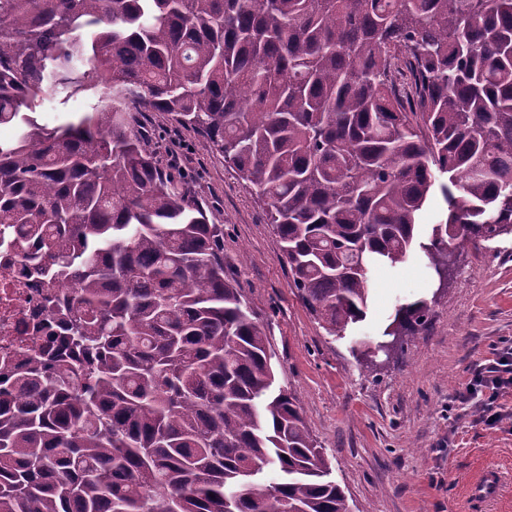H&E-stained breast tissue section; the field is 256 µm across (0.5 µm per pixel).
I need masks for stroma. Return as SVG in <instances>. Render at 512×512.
I'll return each instance as SVG.
<instances>
[{
    "label": "stroma",
    "instance_id": "1",
    "mask_svg": "<svg viewBox=\"0 0 512 512\" xmlns=\"http://www.w3.org/2000/svg\"><path fill=\"white\" fill-rule=\"evenodd\" d=\"M132 124L163 173L221 229L224 272L265 326L276 383L295 391L352 512H468L467 486L489 466L506 480L481 512H512V394L501 400L509 415L497 430L456 400L499 342L512 339V234L456 253L439 295L422 256L374 268L366 319L331 336L303 304L264 211L223 156L163 113H134ZM419 297L432 301L428 329L366 369L359 340L379 334L396 300Z\"/></svg>",
    "mask_w": 512,
    "mask_h": 512
}]
</instances>
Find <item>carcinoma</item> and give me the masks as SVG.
<instances>
[{
	"label": "carcinoma",
	"mask_w": 512,
	"mask_h": 512,
	"mask_svg": "<svg viewBox=\"0 0 512 512\" xmlns=\"http://www.w3.org/2000/svg\"><path fill=\"white\" fill-rule=\"evenodd\" d=\"M47 87L90 111L38 124ZM134 112L236 169L341 336L371 268L512 234V0H0V241L36 242L69 349L4 364L0 512H352ZM430 315L398 303L379 340ZM442 182L446 183L447 179L440 178L439 181L436 182L432 196L420 215L419 223L422 224L420 225L422 229H430V224L437 223L447 211V204L444 201L439 187V184Z\"/></svg>",
	"instance_id": "obj_1"
}]
</instances>
